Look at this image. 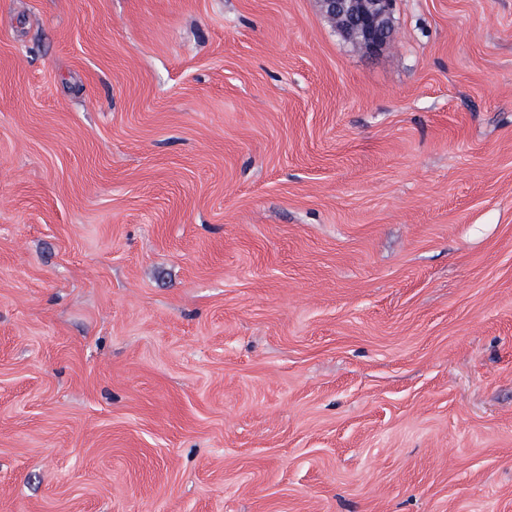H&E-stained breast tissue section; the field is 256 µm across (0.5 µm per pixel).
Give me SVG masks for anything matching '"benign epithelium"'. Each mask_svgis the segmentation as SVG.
Listing matches in <instances>:
<instances>
[{"mask_svg": "<svg viewBox=\"0 0 512 512\" xmlns=\"http://www.w3.org/2000/svg\"><path fill=\"white\" fill-rule=\"evenodd\" d=\"M326 16L351 42L366 50L385 45L392 35L394 0H320Z\"/></svg>", "mask_w": 512, "mask_h": 512, "instance_id": "7a95c632", "label": "benign epithelium"}]
</instances>
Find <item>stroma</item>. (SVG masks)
Returning <instances> with one entry per match:
<instances>
[{
	"label": "stroma",
	"mask_w": 512,
	"mask_h": 512,
	"mask_svg": "<svg viewBox=\"0 0 512 512\" xmlns=\"http://www.w3.org/2000/svg\"><path fill=\"white\" fill-rule=\"evenodd\" d=\"M0 0V512H512V0ZM326 16L351 42L366 50L385 45L392 35L394 0H320Z\"/></svg>",
	"instance_id": "obj_1"
}]
</instances>
